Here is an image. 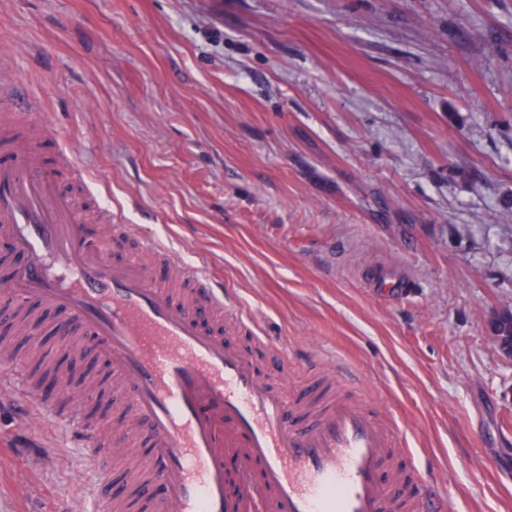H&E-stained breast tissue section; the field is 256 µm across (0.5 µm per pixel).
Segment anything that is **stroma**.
Masks as SVG:
<instances>
[{
    "instance_id": "stroma-1",
    "label": "stroma",
    "mask_w": 512,
    "mask_h": 512,
    "mask_svg": "<svg viewBox=\"0 0 512 512\" xmlns=\"http://www.w3.org/2000/svg\"><path fill=\"white\" fill-rule=\"evenodd\" d=\"M48 156L224 289L273 386L366 397L445 512H512V0H0ZM409 285L376 287L378 274ZM0 393V512H94L99 474ZM489 338L498 350L512 357V310L506 309L498 312L486 325Z\"/></svg>"
}]
</instances>
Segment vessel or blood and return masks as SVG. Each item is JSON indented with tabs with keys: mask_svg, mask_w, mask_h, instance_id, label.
Instances as JSON below:
<instances>
[{
	"mask_svg": "<svg viewBox=\"0 0 512 512\" xmlns=\"http://www.w3.org/2000/svg\"><path fill=\"white\" fill-rule=\"evenodd\" d=\"M42 109L39 98L18 101L16 81L0 82V235L25 257L0 292L67 311L56 333L73 350L76 323L107 348L109 378L136 419L105 437L85 416L69 420L95 466L111 473L113 448L147 428L150 476L112 493L106 512H438L429 483L396 479L404 452L378 413L322 389L303 418L201 325V309L224 313L208 276L177 263L157 281L140 259L113 262L106 244L85 239L96 214L58 189L38 141L11 137Z\"/></svg>",
	"mask_w": 512,
	"mask_h": 512,
	"instance_id": "obj_1",
	"label": "vessel or blood"
}]
</instances>
